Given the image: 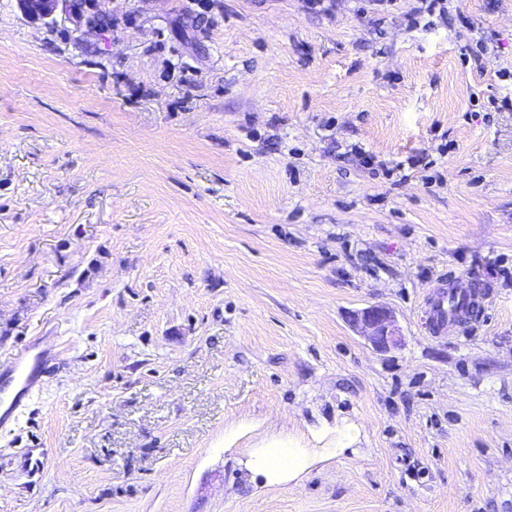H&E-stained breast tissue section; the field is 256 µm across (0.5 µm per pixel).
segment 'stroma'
<instances>
[{
    "instance_id": "35a3bbf8",
    "label": "stroma",
    "mask_w": 512,
    "mask_h": 512,
    "mask_svg": "<svg viewBox=\"0 0 512 512\" xmlns=\"http://www.w3.org/2000/svg\"><path fill=\"white\" fill-rule=\"evenodd\" d=\"M424 5L0 0V367L52 366L0 512H512V0ZM442 273L489 299L436 336ZM343 421L356 454L251 477ZM97 0H18L21 10L33 20L53 18L60 2L65 11L77 22L100 31L112 29V17L95 9ZM349 323L376 351L389 352L400 345L395 316L388 307L372 305L354 311ZM311 450L288 435L256 448L251 461L252 469L262 473L270 482L296 478L308 466Z\"/></svg>"
}]
</instances>
